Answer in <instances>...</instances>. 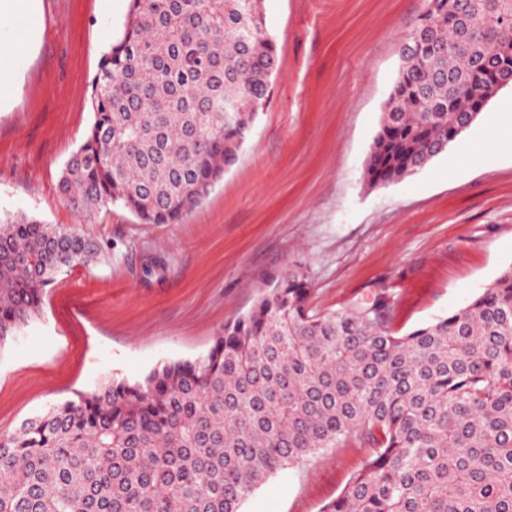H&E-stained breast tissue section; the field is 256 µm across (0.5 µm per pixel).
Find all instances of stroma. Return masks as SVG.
Instances as JSON below:
<instances>
[{
  "label": "stroma",
  "mask_w": 512,
  "mask_h": 512,
  "mask_svg": "<svg viewBox=\"0 0 512 512\" xmlns=\"http://www.w3.org/2000/svg\"><path fill=\"white\" fill-rule=\"evenodd\" d=\"M426 6L265 0L268 106L198 208L143 224L118 205L80 215L58 186L94 122L92 81L129 0H0V64L11 70L0 213L73 226L102 249L101 261L60 272L42 315L0 349V436L109 378L205 354L273 275L303 271L320 312L384 298L400 335L494 286L512 266V149L488 146L484 132L512 115V87L418 173L386 186L364 177L401 45ZM369 453L348 443L273 474L242 512H320Z\"/></svg>",
  "instance_id": "stroma-1"
}]
</instances>
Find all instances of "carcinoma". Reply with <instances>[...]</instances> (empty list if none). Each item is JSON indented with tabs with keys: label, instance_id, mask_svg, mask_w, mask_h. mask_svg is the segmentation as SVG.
I'll return each instance as SVG.
<instances>
[{
	"label": "carcinoma",
	"instance_id": "carcinoma-1",
	"mask_svg": "<svg viewBox=\"0 0 512 512\" xmlns=\"http://www.w3.org/2000/svg\"><path fill=\"white\" fill-rule=\"evenodd\" d=\"M265 0H130L92 82L94 123L61 171L76 211L175 224L235 162L271 93ZM472 15L469 36L448 8ZM512 77V0H427L366 162L399 182L446 152ZM101 251L0 217V349L41 315L57 268ZM276 278L206 354L112 378L0 436V512H240L272 474L372 445L322 512H512V267L404 335L383 298L321 313Z\"/></svg>",
	"mask_w": 512,
	"mask_h": 512
}]
</instances>
